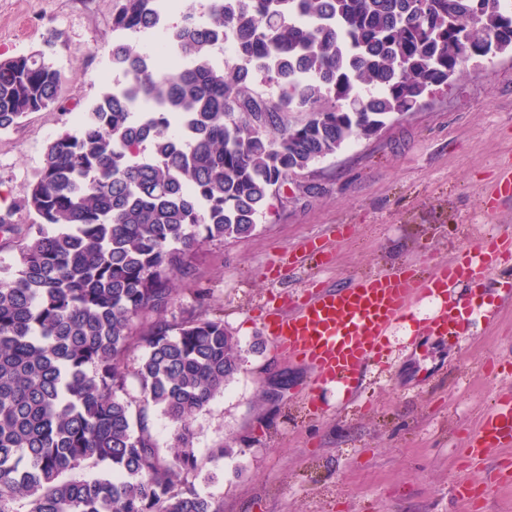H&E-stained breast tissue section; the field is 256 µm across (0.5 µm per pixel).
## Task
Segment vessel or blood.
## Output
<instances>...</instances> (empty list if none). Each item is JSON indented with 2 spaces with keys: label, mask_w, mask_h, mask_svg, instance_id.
Instances as JSON below:
<instances>
[{
  "label": "vessel or blood",
  "mask_w": 512,
  "mask_h": 512,
  "mask_svg": "<svg viewBox=\"0 0 512 512\" xmlns=\"http://www.w3.org/2000/svg\"><path fill=\"white\" fill-rule=\"evenodd\" d=\"M512 263V232L481 240L441 262L429 273L407 263L394 272H375L343 287L315 285L285 311L267 313L276 345L313 373L309 399L339 389L351 401L367 368L381 358L394 328L408 318L416 302L436 300L424 329L432 336H461L468 305L449 303L448 291L478 282ZM512 440V399L495 400L485 411L467 452L480 458L487 448Z\"/></svg>",
  "instance_id": "1"
}]
</instances>
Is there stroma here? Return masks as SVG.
Listing matches in <instances>:
<instances>
[{
  "label": "stroma",
  "instance_id": "1",
  "mask_svg": "<svg viewBox=\"0 0 512 512\" xmlns=\"http://www.w3.org/2000/svg\"><path fill=\"white\" fill-rule=\"evenodd\" d=\"M55 30L60 106L0 132V212L27 194L45 145L74 129V115L116 78L112 0H0V58L41 48ZM511 168L507 54L289 176L250 237L203 245L194 285L223 307L241 367L193 422L200 495L223 500L224 512H512V445L478 460L464 453L485 409L512 397L504 372L512 364V302L501 299L512 289V268L497 283L455 288L497 312L472 324L465 343L421 334L432 306L418 303L368 374L357 407L345 411L331 389L314 414L303 397L311 372L289 360L263 324L311 280L339 286L407 261L430 268L512 228V199L482 204ZM312 239L331 248L326 264L296 260ZM223 445L231 455L212 456ZM472 476L484 495L455 496L454 484Z\"/></svg>",
  "mask_w": 512,
  "mask_h": 512
}]
</instances>
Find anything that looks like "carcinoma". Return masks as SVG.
<instances>
[{"label": "carcinoma", "mask_w": 512, "mask_h": 512, "mask_svg": "<svg viewBox=\"0 0 512 512\" xmlns=\"http://www.w3.org/2000/svg\"><path fill=\"white\" fill-rule=\"evenodd\" d=\"M159 27L183 67L113 43L126 89L104 86L79 131L47 143L20 204L27 236L0 278V512H224L195 488L193 420L239 346L202 288L200 313L166 318L176 282L194 280L203 244L250 236L291 174L512 54L506 0H207L201 14L187 0L171 25L160 0H113L112 30ZM58 39L0 61L1 132L57 103ZM151 408L175 427L168 455Z\"/></svg>", "instance_id": "carcinoma-1"}]
</instances>
